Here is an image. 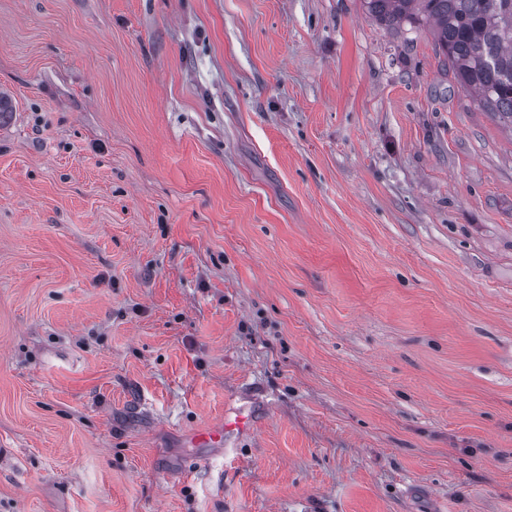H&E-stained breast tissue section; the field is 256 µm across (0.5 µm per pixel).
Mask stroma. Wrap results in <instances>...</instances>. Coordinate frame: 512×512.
I'll list each match as a JSON object with an SVG mask.
<instances>
[{
    "instance_id": "stroma-1",
    "label": "stroma",
    "mask_w": 512,
    "mask_h": 512,
    "mask_svg": "<svg viewBox=\"0 0 512 512\" xmlns=\"http://www.w3.org/2000/svg\"><path fill=\"white\" fill-rule=\"evenodd\" d=\"M442 61L364 0H0V512H512V126Z\"/></svg>"
}]
</instances>
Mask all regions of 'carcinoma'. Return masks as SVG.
Here are the masks:
<instances>
[{"instance_id":"cac0c4a2","label":"carcinoma","mask_w":512,"mask_h":512,"mask_svg":"<svg viewBox=\"0 0 512 512\" xmlns=\"http://www.w3.org/2000/svg\"><path fill=\"white\" fill-rule=\"evenodd\" d=\"M364 2L380 22L428 27L461 85L512 123V0Z\"/></svg>"}]
</instances>
